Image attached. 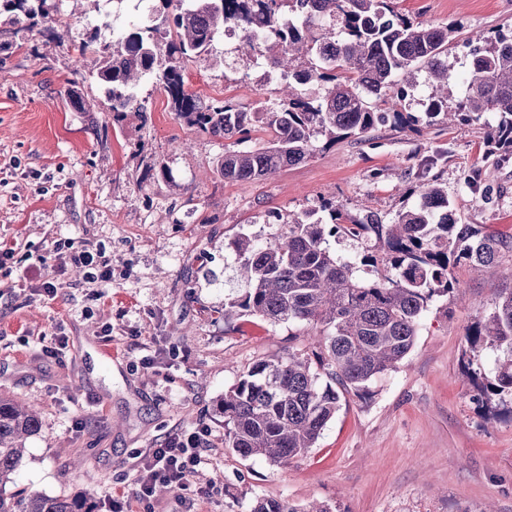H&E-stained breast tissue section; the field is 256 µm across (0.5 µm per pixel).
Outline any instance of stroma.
Wrapping results in <instances>:
<instances>
[{
  "mask_svg": "<svg viewBox=\"0 0 512 512\" xmlns=\"http://www.w3.org/2000/svg\"><path fill=\"white\" fill-rule=\"evenodd\" d=\"M400 11L465 30L512 25V0H396ZM67 32L28 31L25 17H0V238L17 242L0 273V390L36 403L38 434L26 443L16 493L86 492L96 512H250L260 497L333 512H512V398L474 399L473 375L496 351L467 350L464 337L512 289L496 273L454 268L453 293L422 318L416 344L364 397L346 395L313 448L287 465L242 459L224 446L216 399L260 359L308 352L310 326L225 315L242 294L225 243L267 234L269 211L298 214L331 199L351 214L387 217L417 201L416 176L436 146L433 170L461 222L512 236V165L487 157L483 122L383 128L346 140L261 180L227 182L216 172L222 141L198 134L170 109L162 86L144 82L147 119L114 123L103 87L68 88L94 66L70 44L103 24L93 0H54ZM187 87L204 99L250 103L271 94L246 76L234 46L216 39L191 62ZM160 156L167 176L140 180L136 150ZM479 174L468 187L462 175ZM90 244L112 260V280L89 283L68 259ZM57 277L55 300L42 283ZM62 336L66 362L43 355L41 337ZM116 350L119 364L104 353ZM150 365H143V358ZM211 433L183 489L136 496L138 455L166 436Z\"/></svg>",
  "mask_w": 512,
  "mask_h": 512,
  "instance_id": "1",
  "label": "stroma"
}]
</instances>
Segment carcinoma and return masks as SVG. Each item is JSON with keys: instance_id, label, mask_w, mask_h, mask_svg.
Masks as SVG:
<instances>
[{"instance_id": "carcinoma-1", "label": "carcinoma", "mask_w": 512, "mask_h": 512, "mask_svg": "<svg viewBox=\"0 0 512 512\" xmlns=\"http://www.w3.org/2000/svg\"><path fill=\"white\" fill-rule=\"evenodd\" d=\"M154 24H131L117 41L94 32L73 44L95 54V78L119 121L130 112L147 117L137 87L146 77L163 86L176 118L198 133L226 140L217 172L226 181L259 180L304 163L316 152L387 125L417 129L420 122L451 127L495 116L485 144L495 164H512V27L471 31L467 77L448 69V48L461 26L419 21L395 0H153ZM22 14L29 27L60 28L49 0H0V15ZM265 25L259 43L245 29V67L263 56L273 72L288 74L278 96L243 104L233 98L204 102L185 89L188 62L207 56L215 36L236 23ZM425 72L431 92L425 112L399 107ZM265 135L257 144L254 134ZM142 179L166 175L154 154L135 152ZM448 158L440 147L422 160L418 202L387 222L375 211L353 215L333 201L320 210L288 216L261 236L240 233L229 243L244 294L224 304V314L258 316L273 323L302 322L314 329L310 352L260 360L216 400L224 415V447L243 459L275 465L313 447L336 415L341 396H360L379 374L413 350L421 319L437 297L454 291L452 269L492 268L512 280V238L461 224L448 190L430 175ZM360 241L359 263L332 254L327 238ZM365 267L367 276L358 274ZM470 350L499 353L491 376L475 384L484 405L512 396V289L500 291L492 309L465 336ZM41 429L33 402L0 393V512H95L91 497L32 493L12 502L26 440ZM251 512H332L314 501L306 508L274 498L256 500Z\"/></svg>"}]
</instances>
